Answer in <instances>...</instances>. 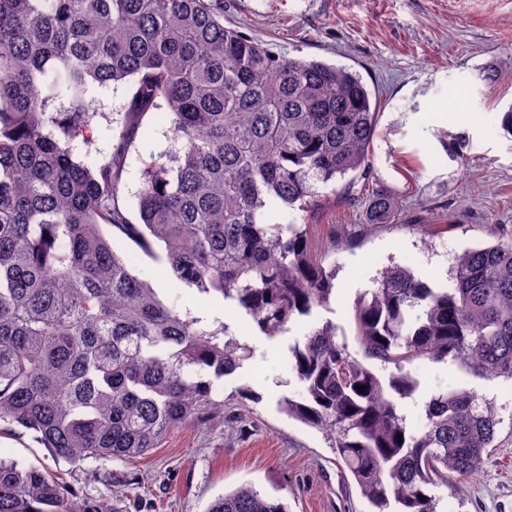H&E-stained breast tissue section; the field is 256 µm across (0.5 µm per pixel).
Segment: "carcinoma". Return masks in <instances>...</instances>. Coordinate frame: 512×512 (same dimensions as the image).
<instances>
[{
  "label": "carcinoma",
  "instance_id": "cac0c4a2",
  "mask_svg": "<svg viewBox=\"0 0 512 512\" xmlns=\"http://www.w3.org/2000/svg\"><path fill=\"white\" fill-rule=\"evenodd\" d=\"M119 82L130 98L116 142L78 159L96 141L94 87ZM378 113L359 74L225 26L224 0H0V422L76 464L144 456L222 413L214 382L241 344L164 304L118 246L280 334L330 304L335 272L311 260L307 224L336 184L366 176ZM156 114L180 148L142 171L132 224L121 184ZM369 206L380 222L398 213L382 185ZM277 208L300 220L274 221ZM490 236L443 286L381 271L355 312L362 358L329 321L289 347L303 390L282 410L325 435L372 512H437L434 489L497 447L500 407L474 392L432 395L417 429L398 407L419 359L512 382V230ZM369 361L395 371L383 379ZM0 512L84 510L51 474L0 457ZM207 512L288 506L243 485Z\"/></svg>",
  "mask_w": 512,
  "mask_h": 512
}]
</instances>
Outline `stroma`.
Returning a JSON list of instances; mask_svg holds the SVG:
<instances>
[{"instance_id":"obj_1","label":"stroma","mask_w":512,"mask_h":512,"mask_svg":"<svg viewBox=\"0 0 512 512\" xmlns=\"http://www.w3.org/2000/svg\"><path fill=\"white\" fill-rule=\"evenodd\" d=\"M224 23L261 40L273 53L315 59L356 71L379 102L378 137L366 179L337 194L309 230L313 260L336 272L329 308L265 336L235 308L173 279L164 263L134 246L133 272L162 302L205 324H226L250 355L217 385L223 414L176 429L158 448L133 460L55 459L19 427L0 428V456L58 478L87 512H206L219 495L249 483L280 497L290 512H369L349 472L322 432L288 418L282 397L301 385L288 347L311 325L336 323L357 351L354 315L379 273L411 267L433 284L448 281L455 256L488 242L490 226L512 227V138L485 119L512 104V0H224ZM493 70L494 83L483 70ZM96 147L107 153L129 100L125 84L99 89ZM469 145L448 157L449 134ZM166 126L149 124L129 157L123 192L138 222L142 168L177 150ZM380 184L396 198L398 220L377 223L366 202ZM420 385L401 400L410 427L440 391L471 390L512 413V384L474 375L447 361H417ZM479 475L449 476L437 512H512V424L502 423Z\"/></svg>"}]
</instances>
